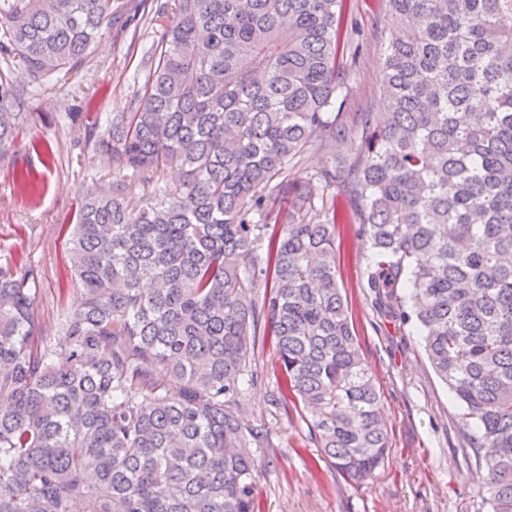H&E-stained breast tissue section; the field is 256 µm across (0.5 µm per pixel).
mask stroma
Listing matches in <instances>:
<instances>
[{
    "instance_id": "stroma-1",
    "label": "stroma",
    "mask_w": 512,
    "mask_h": 512,
    "mask_svg": "<svg viewBox=\"0 0 512 512\" xmlns=\"http://www.w3.org/2000/svg\"><path fill=\"white\" fill-rule=\"evenodd\" d=\"M139 0H112L114 20L74 71L26 87L23 132L0 157V258L40 273L36 309L56 328L80 302L65 228L90 192L106 190L113 175L98 165L94 145L112 113L138 104L140 63L152 28L129 22ZM384 0H355L360 31L344 109H383L382 57L393 32ZM32 172L36 190L18 176ZM338 282L360 352L380 393L391 437L389 455L373 476L344 481L321 462L306 420L282 404L271 345L258 348L253 379L236 397L248 420L264 425L270 444L249 451L260 466V512H490L456 422L446 385L427 360L415 328L382 316L366 286L371 253L352 224L336 226Z\"/></svg>"
}]
</instances>
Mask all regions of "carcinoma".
Masks as SVG:
<instances>
[{"label": "carcinoma", "instance_id": "1", "mask_svg": "<svg viewBox=\"0 0 512 512\" xmlns=\"http://www.w3.org/2000/svg\"><path fill=\"white\" fill-rule=\"evenodd\" d=\"M140 6L168 22L96 142L114 180L70 230L62 334L35 267L0 265V512H258L245 447L267 430L236 395L266 341L321 458L371 478L391 441L337 281L338 194L376 304L422 336L490 512H512V0H386L381 112L343 111L352 0ZM110 24L106 0H0V49L38 81ZM25 107L0 71V155ZM309 151L325 205L293 173Z\"/></svg>", "mask_w": 512, "mask_h": 512}]
</instances>
